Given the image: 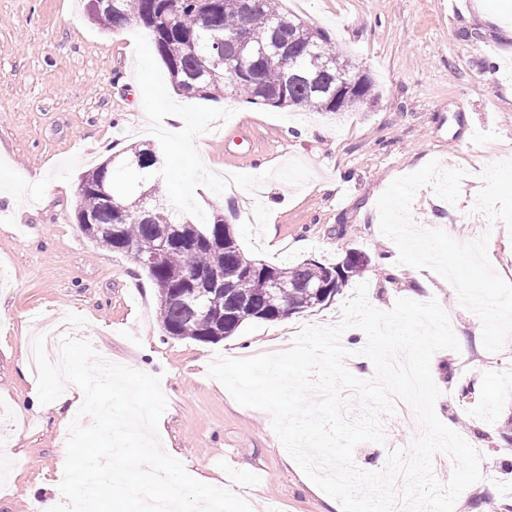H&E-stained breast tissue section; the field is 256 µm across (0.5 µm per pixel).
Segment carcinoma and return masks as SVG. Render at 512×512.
Returning a JSON list of instances; mask_svg holds the SVG:
<instances>
[{
    "instance_id": "1",
    "label": "carcinoma",
    "mask_w": 512,
    "mask_h": 512,
    "mask_svg": "<svg viewBox=\"0 0 512 512\" xmlns=\"http://www.w3.org/2000/svg\"><path fill=\"white\" fill-rule=\"evenodd\" d=\"M90 15L106 29L127 24L145 28L172 84L189 97L216 99L230 88L250 104L336 114L377 96L372 79H358L356 67L336 52L325 32L284 11L276 0H113L112 9L92 10ZM243 28L250 33L254 53L234 60L235 70L231 71L224 63L225 55L232 52L227 39ZM307 39L309 52L298 55L301 77L288 82V61L259 51L272 41L298 48ZM338 73L356 80L355 89L339 101L334 95ZM130 159L135 175L151 182L149 214L139 216L131 179H116L117 169L104 162L80 177L75 219L79 224L85 217L94 219L97 228L86 237L124 253L153 250L162 229L169 228L175 242L159 264L145 271L158 289L160 322L170 338L214 342L233 335L247 321H277L322 306L369 265L367 255L358 251L347 252L335 265L304 260L277 267L251 259L237 239L224 244L226 217L222 213H216L201 229L174 205L169 192L158 191L165 180L163 161L156 151L136 149ZM104 185L112 194L110 206L101 196ZM217 271L224 273L228 290L208 301L205 310L194 315L170 300V291L189 287L182 275L203 279ZM266 272L290 285L288 298L277 290L258 288L256 280ZM327 282L331 288L324 297L314 286Z\"/></svg>"
}]
</instances>
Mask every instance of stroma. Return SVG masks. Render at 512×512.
Returning <instances> with one entry per match:
<instances>
[{
  "label": "stroma",
  "mask_w": 512,
  "mask_h": 512,
  "mask_svg": "<svg viewBox=\"0 0 512 512\" xmlns=\"http://www.w3.org/2000/svg\"><path fill=\"white\" fill-rule=\"evenodd\" d=\"M283 9L324 31L337 50L368 73L378 96L342 114L172 95L146 109L139 49L143 27L101 28L87 0H0V512H31L43 491L58 489L63 448L50 405L35 408V376L23 375L32 316L68 323L113 363L160 376L167 408L163 449L192 477L205 476L245 498L252 512H342L303 473L272 429L267 412L239 405L207 374L216 356L250 358L289 349L304 325L330 326L354 291L288 321L255 320L203 344L165 338L158 290L132 255L98 246L74 212L80 175L130 147L157 148L168 187L187 213H233L246 255L270 265L312 258L336 262L359 250L369 303L437 300L459 351L441 350L430 371L441 395L435 412L466 441H477L483 479L458 497L512 504V338L496 352L482 344L479 318L456 292L397 278L379 264L396 255L379 230L377 200L390 182L430 160L466 175L453 210L420 189L412 216L421 229L469 243L487 237L495 271L512 282V0H470L459 14L448 0H282ZM197 116L183 146L153 132ZM46 189L32 191L28 174ZM335 182L332 191L325 182ZM471 387L462 395V387ZM384 443L353 450L362 470L386 467L422 431L412 411L384 417Z\"/></svg>",
  "instance_id": "stroma-1"
}]
</instances>
